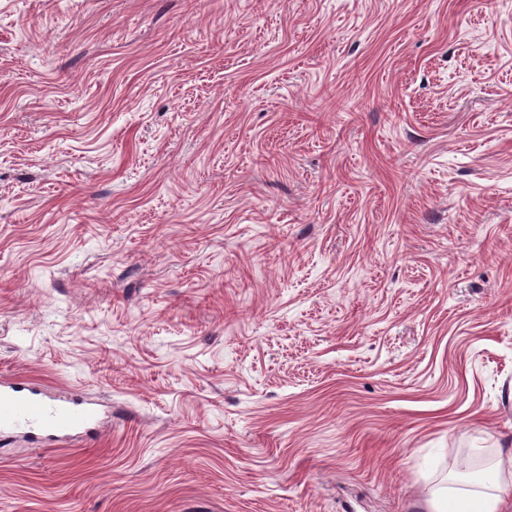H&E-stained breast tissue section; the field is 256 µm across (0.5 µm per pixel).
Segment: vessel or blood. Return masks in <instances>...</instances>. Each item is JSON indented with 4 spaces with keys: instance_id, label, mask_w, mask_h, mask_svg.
Segmentation results:
<instances>
[{
    "instance_id": "obj_1",
    "label": "vessel or blood",
    "mask_w": 512,
    "mask_h": 512,
    "mask_svg": "<svg viewBox=\"0 0 512 512\" xmlns=\"http://www.w3.org/2000/svg\"><path fill=\"white\" fill-rule=\"evenodd\" d=\"M101 403L0 381V437L22 434L33 444L90 437L107 423Z\"/></svg>"
}]
</instances>
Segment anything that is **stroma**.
I'll return each instance as SVG.
<instances>
[{"mask_svg":"<svg viewBox=\"0 0 512 512\" xmlns=\"http://www.w3.org/2000/svg\"><path fill=\"white\" fill-rule=\"evenodd\" d=\"M0 378V512L512 485V0H0ZM98 401L0 381V437L22 434L41 446L72 437L88 438L107 423Z\"/></svg>","mask_w":512,"mask_h":512,"instance_id":"35a3bbf8","label":"stroma"}]
</instances>
